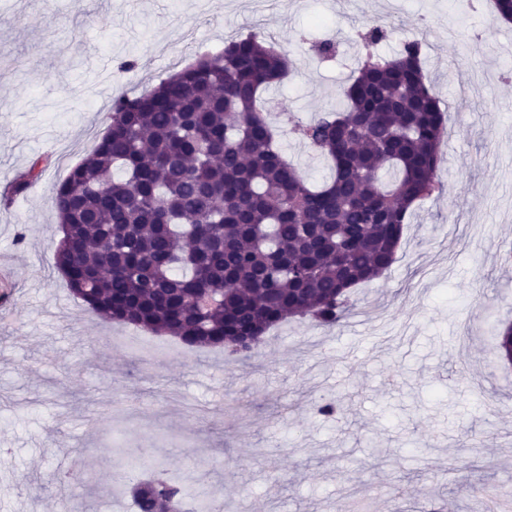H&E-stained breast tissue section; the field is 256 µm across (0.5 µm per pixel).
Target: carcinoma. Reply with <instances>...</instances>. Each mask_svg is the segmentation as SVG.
I'll list each match as a JSON object with an SVG mask.
<instances>
[{
	"label": "carcinoma",
	"mask_w": 512,
	"mask_h": 512,
	"mask_svg": "<svg viewBox=\"0 0 512 512\" xmlns=\"http://www.w3.org/2000/svg\"><path fill=\"white\" fill-rule=\"evenodd\" d=\"M422 41L368 59L342 108L293 136L332 162L311 187L283 157L259 107L293 70L253 33L139 95L110 122L52 198L54 253L75 298L102 318L250 360L289 318L338 324L351 288L395 259L415 202L442 189L443 112L426 85ZM496 349L512 361V324ZM141 512H190L184 481L161 464L138 481Z\"/></svg>",
	"instance_id": "carcinoma-1"
}]
</instances>
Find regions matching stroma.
<instances>
[{
    "label": "stroma",
    "instance_id": "stroma-1",
    "mask_svg": "<svg viewBox=\"0 0 512 512\" xmlns=\"http://www.w3.org/2000/svg\"><path fill=\"white\" fill-rule=\"evenodd\" d=\"M0 0V512H51L53 474L80 461L82 512H133L113 486L112 448L152 447L169 475L201 461L226 512H477L467 485L512 494V365L488 317L512 322V22L488 0ZM421 37L423 71L445 114L442 193L413 206L396 257L355 290L359 315L324 328L289 320L258 356L226 360L133 324L104 321L54 266L55 188L103 135L113 99L151 90L175 62L252 33L297 64L269 91V119L311 183L330 163L295 141L289 117L339 106L363 47ZM337 46L315 56V41ZM339 410L318 414L319 397Z\"/></svg>",
    "mask_w": 512,
    "mask_h": 512
}]
</instances>
